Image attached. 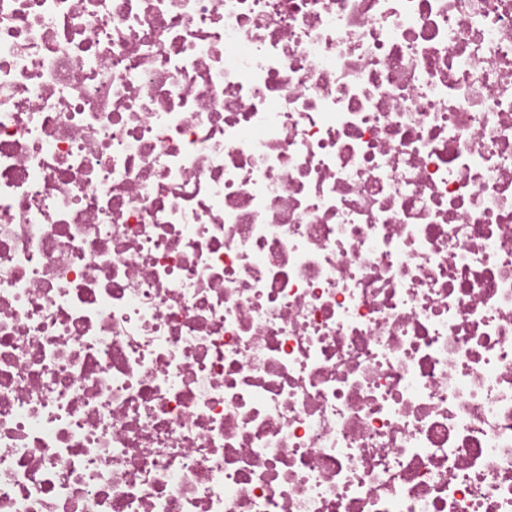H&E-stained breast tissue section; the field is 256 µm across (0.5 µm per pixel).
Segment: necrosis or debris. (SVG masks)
<instances>
[{"label":"necrosis or debris","instance_id":"1","mask_svg":"<svg viewBox=\"0 0 512 512\" xmlns=\"http://www.w3.org/2000/svg\"><path fill=\"white\" fill-rule=\"evenodd\" d=\"M0 512H512V0H0Z\"/></svg>","mask_w":512,"mask_h":512}]
</instances>
